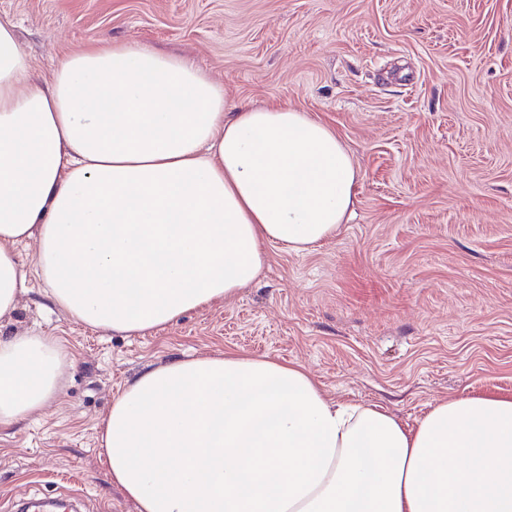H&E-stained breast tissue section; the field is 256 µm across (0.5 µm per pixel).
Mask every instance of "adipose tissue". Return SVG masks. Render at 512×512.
Wrapping results in <instances>:
<instances>
[{
    "instance_id": "1",
    "label": "adipose tissue",
    "mask_w": 512,
    "mask_h": 512,
    "mask_svg": "<svg viewBox=\"0 0 512 512\" xmlns=\"http://www.w3.org/2000/svg\"><path fill=\"white\" fill-rule=\"evenodd\" d=\"M358 177L329 126L228 107L189 58L93 43L41 79L0 19V319L32 240L69 315L164 327L253 283L267 245L334 235ZM67 362L52 337L0 338V425L44 406ZM100 446L137 512H512V397L440 399L410 429L302 365L235 352L134 376Z\"/></svg>"
}]
</instances>
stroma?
<instances>
[{
	"label": "stroma",
	"instance_id": "35a3bbf8",
	"mask_svg": "<svg viewBox=\"0 0 512 512\" xmlns=\"http://www.w3.org/2000/svg\"><path fill=\"white\" fill-rule=\"evenodd\" d=\"M4 16L45 76L100 41L188 56L228 105L329 125L361 176L336 234L269 246L258 282L158 330L44 314L31 277L16 326L71 363L52 400L0 427V512H136L99 424L129 379L173 358L298 363L410 428L438 399L512 396V0H0Z\"/></svg>",
	"mask_w": 512,
	"mask_h": 512
}]
</instances>
